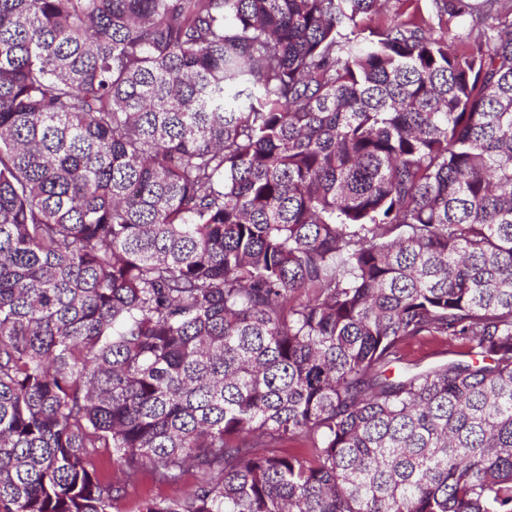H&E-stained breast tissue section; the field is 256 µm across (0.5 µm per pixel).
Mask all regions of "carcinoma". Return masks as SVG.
Returning <instances> with one entry per match:
<instances>
[{"mask_svg": "<svg viewBox=\"0 0 512 512\" xmlns=\"http://www.w3.org/2000/svg\"><path fill=\"white\" fill-rule=\"evenodd\" d=\"M433 2L0 0V512H512V0ZM444 349H449V347H437L434 346L433 344L414 345L411 348V352L408 355V359L417 361L420 363V367H424L432 366L440 362H446L448 361V359L456 357L454 355H451L450 353L436 355L433 354L435 351H443ZM196 480L195 472L192 470L187 471L182 478L181 484L176 486H156L148 478L143 479L140 484L131 489L128 495L121 500L117 507L122 512H135L137 511L138 502L146 496H161V497H174L179 494L187 485L194 483Z\"/></svg>", "mask_w": 512, "mask_h": 512, "instance_id": "cac0c4a2", "label": "carcinoma"}]
</instances>
